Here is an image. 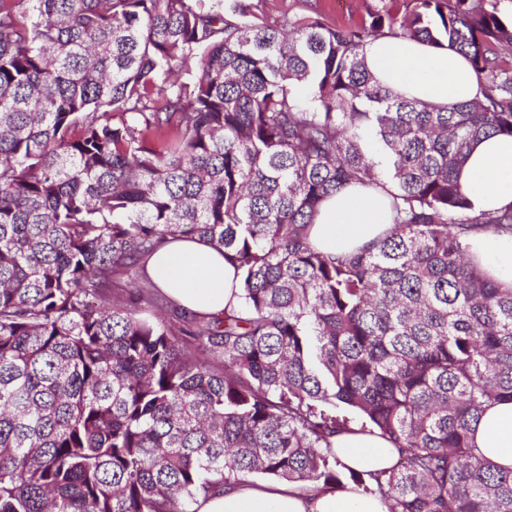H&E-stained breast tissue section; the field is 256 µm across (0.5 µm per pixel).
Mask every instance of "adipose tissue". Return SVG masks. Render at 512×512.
<instances>
[{"instance_id":"obj_1","label":"adipose tissue","mask_w":512,"mask_h":512,"mask_svg":"<svg viewBox=\"0 0 512 512\" xmlns=\"http://www.w3.org/2000/svg\"><path fill=\"white\" fill-rule=\"evenodd\" d=\"M364 54L379 83L406 97L447 106L479 94L468 60L454 50L382 36ZM461 184L474 211L512 205V137L493 136L478 143ZM391 224L382 190L350 186L322 204L310 238L328 254H346L383 236ZM469 245L493 278L512 284V234H477ZM147 273L169 299L207 318L222 316L225 308L240 303L235 267L222 252L196 238L170 240L149 259ZM474 442L486 458L512 468V401L485 411L475 426ZM332 445L342 464L360 472L389 468L396 458L393 445L375 433L344 431L333 437ZM197 512H386V507L379 496L353 490L322 492L285 481H248L199 497Z\"/></svg>"}]
</instances>
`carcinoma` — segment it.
Returning a JSON list of instances; mask_svg holds the SVG:
<instances>
[{
    "mask_svg": "<svg viewBox=\"0 0 512 512\" xmlns=\"http://www.w3.org/2000/svg\"><path fill=\"white\" fill-rule=\"evenodd\" d=\"M392 3L340 28L240 0H0V512H195L256 475L344 490L336 404L398 449L349 471L387 512H512V469L470 442L512 399V286L467 244L512 234V206L477 213L459 181L512 136V24L497 0ZM383 35L463 54L481 96L379 86L361 50ZM387 183L383 237L312 245L327 198ZM171 237L224 250L238 308L143 316Z\"/></svg>",
    "mask_w": 512,
    "mask_h": 512,
    "instance_id": "1",
    "label": "carcinoma"
}]
</instances>
